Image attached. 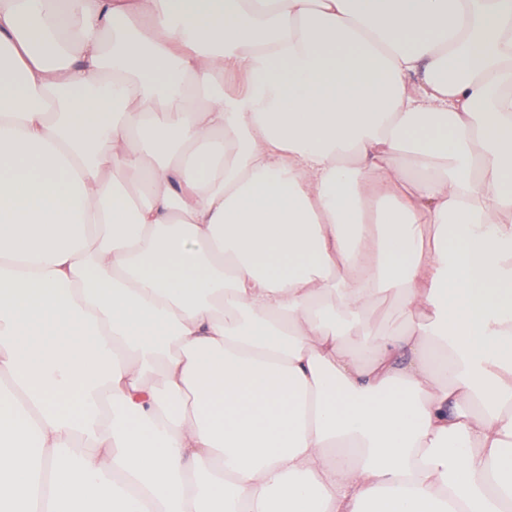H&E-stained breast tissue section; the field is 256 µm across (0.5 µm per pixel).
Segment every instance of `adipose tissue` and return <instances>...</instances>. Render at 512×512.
<instances>
[{
	"instance_id": "1",
	"label": "adipose tissue",
	"mask_w": 512,
	"mask_h": 512,
	"mask_svg": "<svg viewBox=\"0 0 512 512\" xmlns=\"http://www.w3.org/2000/svg\"><path fill=\"white\" fill-rule=\"evenodd\" d=\"M4 379L0 512H512V0H0ZM369 321L376 328H395L406 324L408 317L396 300L382 297L370 309Z\"/></svg>"
}]
</instances>
